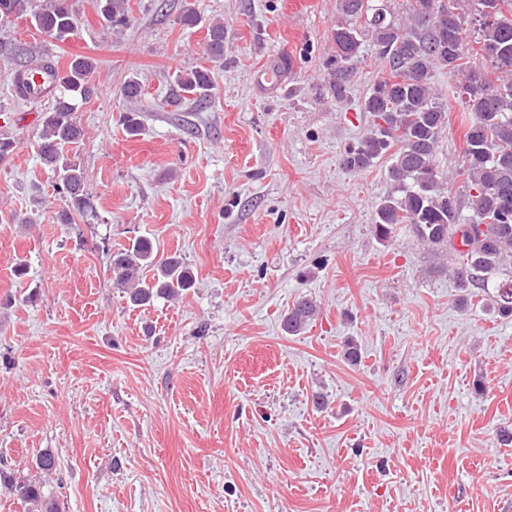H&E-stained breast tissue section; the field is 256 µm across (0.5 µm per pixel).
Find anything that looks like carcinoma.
<instances>
[{"label": "carcinoma", "instance_id": "carcinoma-1", "mask_svg": "<svg viewBox=\"0 0 512 512\" xmlns=\"http://www.w3.org/2000/svg\"><path fill=\"white\" fill-rule=\"evenodd\" d=\"M339 19L331 37L336 54L328 62L330 89L344 97L362 58L363 46L372 44L381 78L364 100L362 110L379 119L375 128L349 148L342 164L362 171L379 159L390 161L392 191L379 204L375 234L384 241L394 227L407 224L415 236L434 248L454 244L462 229L461 195L468 196L480 229L475 238L460 241L452 274L463 299L485 292L488 276L512 269V0H406L405 15L384 9L372 18L371 0H337ZM102 22L119 30L131 23L127 0H97ZM6 22L23 17L46 39L65 42L78 34L79 22L69 0H0ZM224 24L207 29L210 59L224 58ZM481 58L490 69L473 64ZM47 56L36 46L19 44L14 50V75L26 76L48 67ZM436 69L454 79L448 95L430 83ZM96 63L74 57L63 69L50 111L42 117L38 134L43 165L55 175V189L64 194L63 224L72 215L96 216L85 193V173L64 154L77 143L83 129L76 113L95 91ZM172 103L191 97L199 104L212 98L210 69L195 67L176 75ZM452 98L461 107L465 149L456 175L463 177L465 193L448 186L449 175L436 162V147L448 124ZM112 283L135 307L158 298L173 299L195 286L191 268L176 255H158L150 239L140 237L112 254ZM499 315L512 316V279L501 282L493 299ZM317 302L297 300L281 320L282 330L301 334L318 315ZM45 475L58 467L54 454L36 456ZM20 500L26 512H62L57 500L44 492L36 479L19 480L0 471V495Z\"/></svg>", "mask_w": 512, "mask_h": 512}]
</instances>
